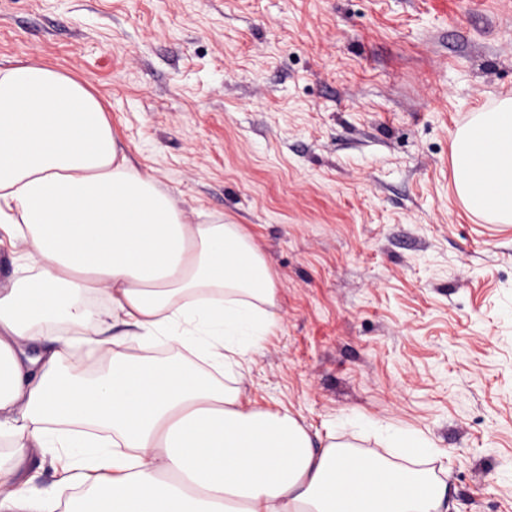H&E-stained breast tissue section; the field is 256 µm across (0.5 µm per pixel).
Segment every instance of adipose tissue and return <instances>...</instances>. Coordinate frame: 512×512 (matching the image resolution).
Returning <instances> with one entry per match:
<instances>
[{
	"mask_svg": "<svg viewBox=\"0 0 512 512\" xmlns=\"http://www.w3.org/2000/svg\"><path fill=\"white\" fill-rule=\"evenodd\" d=\"M453 164L468 207L511 224L512 98L470 113ZM0 256V512H441L423 471L242 407L241 370L278 328L263 254L242 225L191 223L88 81L43 63L0 68ZM117 328L108 374L64 372ZM343 422L436 453L411 429ZM26 448L66 499L28 494Z\"/></svg>",
	"mask_w": 512,
	"mask_h": 512,
	"instance_id": "1",
	"label": "adipose tissue"
}]
</instances>
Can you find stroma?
<instances>
[{
  "label": "stroma",
  "instance_id": "obj_1",
  "mask_svg": "<svg viewBox=\"0 0 512 512\" xmlns=\"http://www.w3.org/2000/svg\"><path fill=\"white\" fill-rule=\"evenodd\" d=\"M88 80L190 220L249 232L279 323L241 384L391 463L426 436L450 512H512V223L459 198L453 137L512 97V0H0V65ZM342 422L354 430H374L390 448H397L406 459H420L438 454L430 442L419 433L401 427H381L377 423L349 415Z\"/></svg>",
  "mask_w": 512,
  "mask_h": 512
}]
</instances>
